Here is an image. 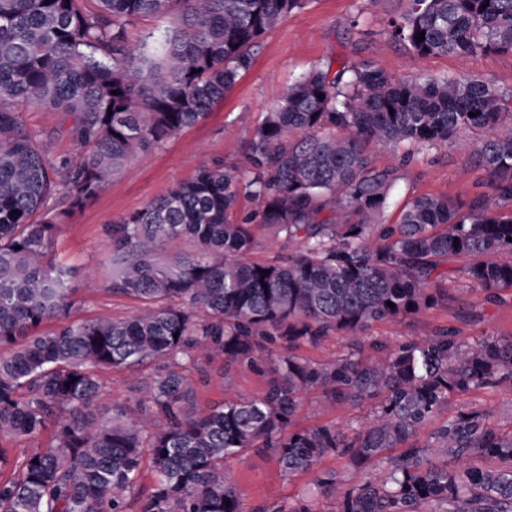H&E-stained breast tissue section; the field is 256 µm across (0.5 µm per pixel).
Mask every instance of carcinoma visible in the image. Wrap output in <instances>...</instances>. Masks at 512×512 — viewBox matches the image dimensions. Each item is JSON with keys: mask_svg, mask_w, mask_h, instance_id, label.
<instances>
[{"mask_svg": "<svg viewBox=\"0 0 512 512\" xmlns=\"http://www.w3.org/2000/svg\"><path fill=\"white\" fill-rule=\"evenodd\" d=\"M95 2L0 0V436L52 432L18 474H0V512H244L224 464L250 448L288 476L327 456L372 472L352 484L323 471L326 512H512V429L471 407L420 441L450 397L512 383V339L447 331L389 349L366 336L447 299L435 275L452 257L474 258L462 272L489 296L512 289V216L489 206L512 197V89L478 76L395 81L369 61L316 65L245 138V169L203 167L110 226L106 288L141 309L73 323L72 270L52 257L60 225L140 152L204 119L305 0ZM160 14L178 19L163 41L129 43L128 26ZM387 32L418 56L512 54V0H408ZM34 105L72 119L81 160L53 154L26 120ZM464 131L491 194L420 195L399 223H373L397 172L367 146L431 149ZM243 195L262 200L258 225L295 251L248 259ZM332 333L347 343L332 362L291 352ZM214 361L226 375L269 364L272 376L261 395L204 412L187 371ZM155 362L146 398L97 411L104 371ZM311 390L367 408L368 423L350 438L294 427ZM391 448L402 452L384 456ZM275 512L321 510L301 497Z\"/></svg>", "mask_w": 512, "mask_h": 512, "instance_id": "1", "label": "carcinoma"}]
</instances>
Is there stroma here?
Listing matches in <instances>:
<instances>
[{
  "instance_id": "stroma-1",
  "label": "stroma",
  "mask_w": 512,
  "mask_h": 512,
  "mask_svg": "<svg viewBox=\"0 0 512 512\" xmlns=\"http://www.w3.org/2000/svg\"><path fill=\"white\" fill-rule=\"evenodd\" d=\"M406 0H306L303 8L280 19L252 50V63L241 71L233 90L216 104L205 119L169 138L160 148L141 153L132 166L116 174L111 185L84 210L63 224L55 238L53 255L74 272L72 286L76 305L71 321L95 318L120 319L139 309L138 301L112 296L105 288L104 262L112 250L109 227L139 211L149 201L166 195L178 183L193 178L199 167L216 162L242 166V142L256 128L288 86L313 65L333 62L354 65L370 61L390 76L402 80L414 76H480L503 88H512V55L489 53L472 58L411 54L387 33L390 16L402 13ZM470 133H460L448 144L417 151L403 158L400 150L375 145L371 152L377 167L397 170V182L379 220L398 223L409 198L435 195L467 202L486 192L489 175L469 147ZM468 258L455 257L441 266L448 300L420 309L399 321L375 323L371 339L396 348L411 339H425L445 330L471 341L483 335L512 336V293L490 299L463 278ZM157 372L150 364L130 374L109 369L103 374L105 388L101 408L135 397L134 378L150 380ZM195 397L201 406L226 400L248 399L261 394L265 374L237 369L220 373L219 364L192 369ZM466 405L481 406L490 423L512 428V387L487 388L451 398L449 412ZM364 417L362 408L348 402L324 406L318 393L305 396L294 424L306 427L330 423L345 435L354 434ZM225 470L236 485L245 508L264 502H285L315 490L319 472L333 470L345 475L343 459L330 456L316 470L285 476L267 453L247 451L229 460Z\"/></svg>"
}]
</instances>
